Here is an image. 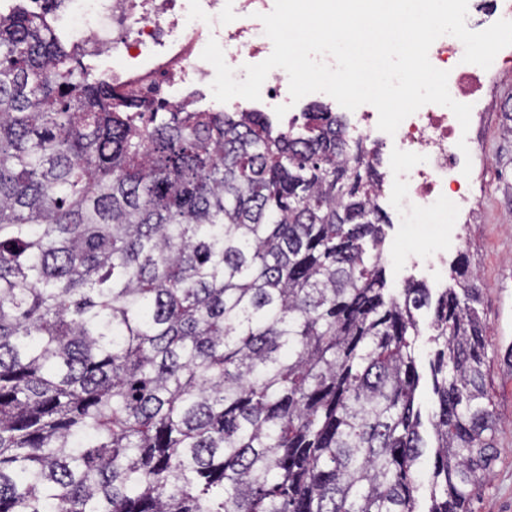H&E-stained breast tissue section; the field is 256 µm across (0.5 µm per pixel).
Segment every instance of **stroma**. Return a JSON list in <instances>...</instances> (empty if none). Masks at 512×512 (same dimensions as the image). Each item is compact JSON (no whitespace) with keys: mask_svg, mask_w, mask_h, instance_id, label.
<instances>
[{"mask_svg":"<svg viewBox=\"0 0 512 512\" xmlns=\"http://www.w3.org/2000/svg\"><path fill=\"white\" fill-rule=\"evenodd\" d=\"M477 128L482 159L475 184L477 211L448 258L467 253L478 271L486 320L487 390L496 411V459L473 501V512H512V76L488 94Z\"/></svg>","mask_w":512,"mask_h":512,"instance_id":"stroma-1","label":"stroma"}]
</instances>
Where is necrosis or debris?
I'll return each instance as SVG.
<instances>
[{
    "label": "necrosis or debris",
    "instance_id": "necrosis-or-debris-1",
    "mask_svg": "<svg viewBox=\"0 0 512 512\" xmlns=\"http://www.w3.org/2000/svg\"><path fill=\"white\" fill-rule=\"evenodd\" d=\"M30 11L47 19L59 41L95 61L100 73L121 96L164 103L193 111L214 105V67L202 60L209 39H216L236 79L245 65L257 64L272 52L260 14L274 0H25ZM464 46L445 35L430 47L436 68L448 71L451 97L478 105L484 85L496 72L464 63ZM290 101L289 78L272 70L261 98H234L226 107L274 117V109ZM352 144L366 149L381 175V200L400 224L431 211L450 239L465 235L473 209L470 183L463 173L465 156L458 147L461 126L447 107L428 104L407 117L395 134L377 127L378 112L364 104L339 109Z\"/></svg>",
    "mask_w": 512,
    "mask_h": 512
}]
</instances>
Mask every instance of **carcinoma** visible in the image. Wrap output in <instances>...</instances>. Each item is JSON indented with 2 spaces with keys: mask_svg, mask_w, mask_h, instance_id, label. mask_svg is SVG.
Returning <instances> with one entry per match:
<instances>
[{
  "mask_svg": "<svg viewBox=\"0 0 512 512\" xmlns=\"http://www.w3.org/2000/svg\"><path fill=\"white\" fill-rule=\"evenodd\" d=\"M112 96L0 16V512H428L494 460L477 274L393 288L379 174L342 119ZM428 332L419 336L416 343V356L418 359L419 372L422 375L421 384L416 392V402L421 406L423 412L427 413L433 407L434 395L430 382V362L433 359V345L429 342Z\"/></svg>",
  "mask_w": 512,
  "mask_h": 512,
  "instance_id": "obj_1",
  "label": "carcinoma"
}]
</instances>
